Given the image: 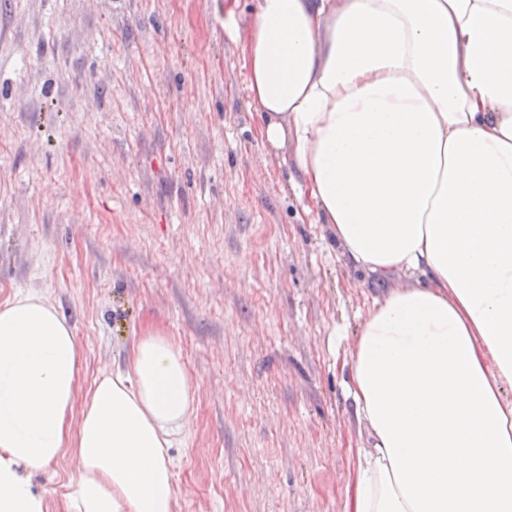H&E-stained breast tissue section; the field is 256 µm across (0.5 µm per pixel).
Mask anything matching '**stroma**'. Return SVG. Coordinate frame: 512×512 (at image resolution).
Here are the masks:
<instances>
[{
	"label": "stroma",
	"instance_id": "stroma-1",
	"mask_svg": "<svg viewBox=\"0 0 512 512\" xmlns=\"http://www.w3.org/2000/svg\"><path fill=\"white\" fill-rule=\"evenodd\" d=\"M256 0H0V304L72 326L79 393L160 330L195 411L175 512H345L350 356L391 288L354 269L261 135ZM78 463L33 474L66 512Z\"/></svg>",
	"mask_w": 512,
	"mask_h": 512
}]
</instances>
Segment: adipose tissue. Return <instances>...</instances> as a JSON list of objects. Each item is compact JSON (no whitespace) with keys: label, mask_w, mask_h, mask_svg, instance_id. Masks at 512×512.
<instances>
[{"label":"adipose tissue","mask_w":512,"mask_h":512,"mask_svg":"<svg viewBox=\"0 0 512 512\" xmlns=\"http://www.w3.org/2000/svg\"><path fill=\"white\" fill-rule=\"evenodd\" d=\"M246 49L260 134L318 221L407 280L351 355L368 445L346 512H512V0H259ZM79 368L43 296L0 305V512H47L28 474L64 448L69 512H174L179 351L145 327L81 402Z\"/></svg>","instance_id":"ef3b65f1"}]
</instances>
